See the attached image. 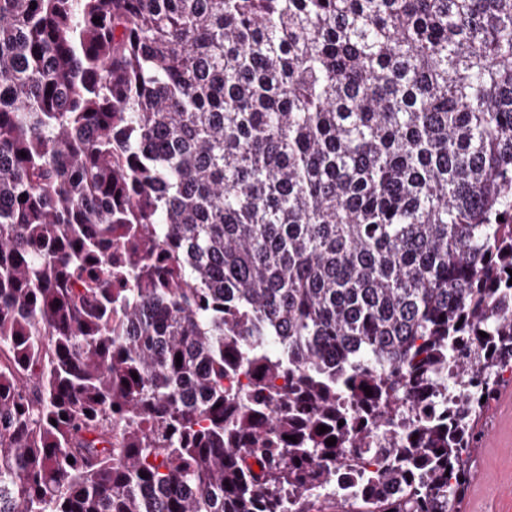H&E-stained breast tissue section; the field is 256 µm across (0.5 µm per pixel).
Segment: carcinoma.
<instances>
[{
    "label": "carcinoma",
    "mask_w": 512,
    "mask_h": 512,
    "mask_svg": "<svg viewBox=\"0 0 512 512\" xmlns=\"http://www.w3.org/2000/svg\"><path fill=\"white\" fill-rule=\"evenodd\" d=\"M510 269L512 0H0V512H451Z\"/></svg>",
    "instance_id": "carcinoma-1"
}]
</instances>
